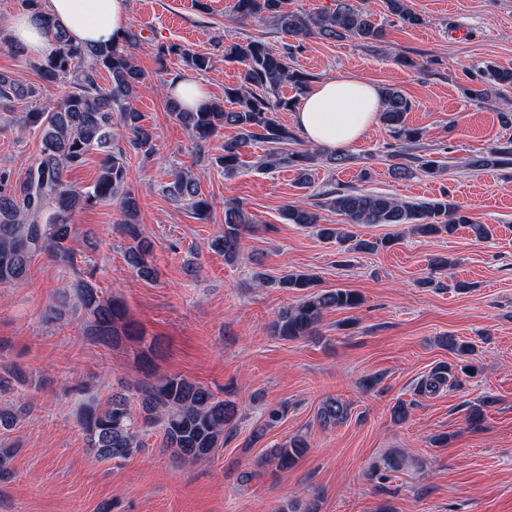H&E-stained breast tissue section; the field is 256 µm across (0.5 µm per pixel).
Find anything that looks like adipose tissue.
I'll return each instance as SVG.
<instances>
[{
	"instance_id": "1",
	"label": "adipose tissue",
	"mask_w": 512,
	"mask_h": 512,
	"mask_svg": "<svg viewBox=\"0 0 512 512\" xmlns=\"http://www.w3.org/2000/svg\"><path fill=\"white\" fill-rule=\"evenodd\" d=\"M70 38L88 45L120 41L129 22V0H47L44 14ZM39 16L18 8L9 35L32 58L51 55L55 44ZM378 88L353 77L330 78L311 86L293 114L295 126L307 143L335 153L350 148L378 122Z\"/></svg>"
}]
</instances>
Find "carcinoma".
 Listing matches in <instances>:
<instances>
[{"label": "carcinoma", "mask_w": 512, "mask_h": 512, "mask_svg": "<svg viewBox=\"0 0 512 512\" xmlns=\"http://www.w3.org/2000/svg\"><path fill=\"white\" fill-rule=\"evenodd\" d=\"M388 12L409 27L423 24L420 14L411 10L406 0H386ZM234 11L242 20L268 19L292 44L275 49L260 40H246L224 48V60L238 62L241 70L238 82L224 88V98L231 107L219 102L190 111L177 101L168 103L171 116L190 134L195 142L192 164L205 160L204 145L224 126L237 128V135L224 141V153L211 163L232 174L243 165L242 150L252 142L267 144L263 165L297 171L298 179L307 182L311 167L323 158L337 167L351 163L345 153L329 154L319 148L291 150L297 135L280 122L277 113L291 111L310 88L311 75L294 64V53L302 41L310 37L325 40L354 39L367 45L383 41V27L352 0H334L331 8L317 14H305L290 8L288 0H235ZM45 28L57 47L50 56L36 64L38 77L45 84L66 82L70 90L54 107H31L16 117L22 129L32 128L40 137V152L31 164L25 179L12 186L9 176L0 173V286H19L29 275L34 257L50 253L63 261H72L66 242L72 233L74 214L95 203L120 197L123 219L118 222L121 234L130 240L125 251L127 265L138 275L152 278L155 269L148 264L151 243L136 223L137 200L126 187L127 153L120 145L125 139L130 149L144 156L155 152L154 135L140 124L141 115L132 106V99L143 82V72L136 65L133 49L138 36L128 31L111 46H85L73 42L48 17ZM186 66L197 73L213 67V57L183 51ZM108 84H102V79ZM498 89L512 88V68L488 65L476 76V82L465 88L473 101L488 97L490 85ZM294 91L291 97L281 93L283 86ZM34 86L22 88L8 77L0 76V106L9 109L18 101L37 97ZM381 121L388 128L394 144L389 156L393 174L402 177L413 167L429 177L439 176L445 163L433 157L413 154L423 138V131L406 123L411 102L399 91L385 89L381 93ZM101 156L100 171L93 185L80 187L68 175L81 168L87 157ZM470 168H512V139L499 143L491 150L475 155L468 161ZM165 192L169 198L188 210L194 218L209 219L211 205L203 197L200 182L190 167L170 173ZM323 206L343 217L341 224H319L320 216L309 206H289L284 217L290 224L318 227V235L336 241L348 249L371 253L391 247L394 239L382 237L357 238L349 231L355 224L407 225L423 236L453 235L469 228L475 237L485 239L491 234L487 224H478L456 203L442 197L416 202L399 201L384 194L364 193L338 188L326 193ZM253 220L240 202L224 207V232L209 242V248L231 261L238 254L239 239L249 230ZM260 286L272 283L300 295L296 303L282 309L271 322V335L284 340L310 338L318 334L322 318L330 309L352 310L362 304L361 296L351 290L316 288V278L305 273L289 272L280 277L255 275ZM73 306L84 316L83 335L105 346H116L124 340L145 341L143 331L128 320L122 301L101 295L92 282L80 279L63 292L61 304L49 307L45 316L58 319L62 309ZM448 349L457 355L455 369L472 377L478 368L470 360L471 346L465 341L448 338ZM456 387L457 376L451 368L440 367L424 378L421 393L434 394L443 385ZM138 407L129 398L114 393L105 402L91 400L78 413L79 424L87 448L99 461H121L143 448V435L154 430L162 434L164 450L179 460L199 462L224 447V434L233 430L237 417L235 401L222 399L207 386L179 374L157 375L151 371L136 384ZM494 399L488 398L470 408L468 423L481 428L485 408ZM23 407L0 405V430H9L20 418ZM350 405L339 398L323 400L317 419L324 427L345 422ZM284 417V407L271 405L262 421L253 430V440L276 426ZM309 444L301 435H294L276 448H270L262 462L281 470L293 468L308 452Z\"/></svg>", "instance_id": "carcinoma-1"}]
</instances>
